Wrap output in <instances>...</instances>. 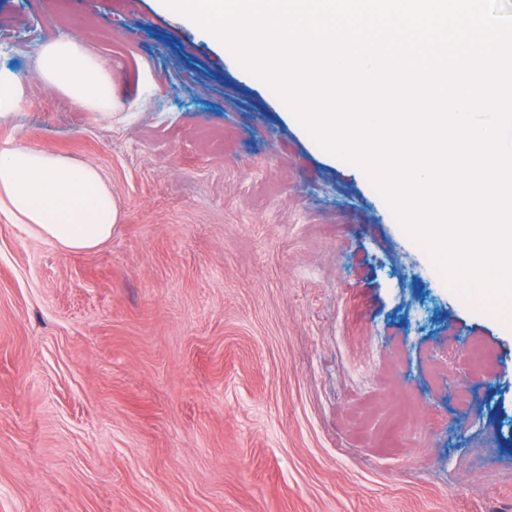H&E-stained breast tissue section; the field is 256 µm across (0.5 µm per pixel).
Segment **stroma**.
<instances>
[{"label":"stroma","instance_id":"obj_1","mask_svg":"<svg viewBox=\"0 0 512 512\" xmlns=\"http://www.w3.org/2000/svg\"><path fill=\"white\" fill-rule=\"evenodd\" d=\"M73 35L109 113L37 74ZM0 70V145L118 208L81 253L0 215V512H512V322L228 46L155 0H0ZM23 91L20 78L9 71H0V118L15 110Z\"/></svg>","mask_w":512,"mask_h":512}]
</instances>
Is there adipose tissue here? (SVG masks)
<instances>
[{"mask_svg":"<svg viewBox=\"0 0 512 512\" xmlns=\"http://www.w3.org/2000/svg\"><path fill=\"white\" fill-rule=\"evenodd\" d=\"M38 74L80 106L112 107V80L105 60L76 39L41 46ZM0 213L32 225L67 251L98 247L112 235L117 207L98 170L33 147H0Z\"/></svg>","mask_w":512,"mask_h":512,"instance_id":"1","label":"adipose tissue"}]
</instances>
